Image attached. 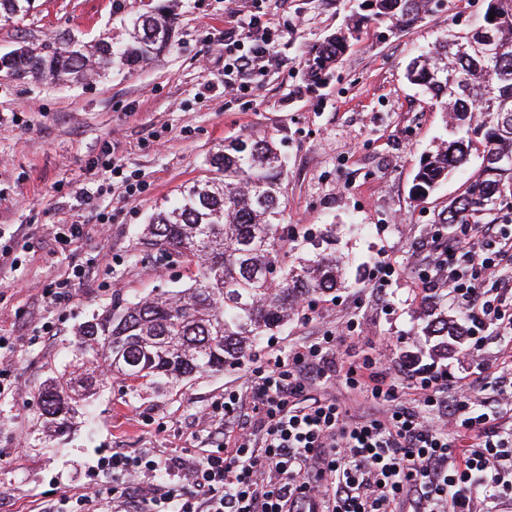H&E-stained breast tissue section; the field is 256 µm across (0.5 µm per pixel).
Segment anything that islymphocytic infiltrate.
<instances>
[{
  "instance_id": "f902f5d3",
  "label": "lymphocytic infiltrate",
  "mask_w": 512,
  "mask_h": 512,
  "mask_svg": "<svg viewBox=\"0 0 512 512\" xmlns=\"http://www.w3.org/2000/svg\"><path fill=\"white\" fill-rule=\"evenodd\" d=\"M262 10L224 37L225 92L247 93L275 55ZM422 298L445 290L473 351L512 336V226L459 224L418 267ZM327 334L254 371L248 393L225 392L222 416L201 412L204 448L164 460L113 451L105 493L87 486L40 512H477L512 497V427L475 394L483 366L455 383L416 369L408 390L380 358L338 364ZM342 377L365 413L353 417L307 388Z\"/></svg>"
}]
</instances>
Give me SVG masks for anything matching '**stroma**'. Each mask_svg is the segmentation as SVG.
<instances>
[{
  "instance_id": "obj_1",
  "label": "stroma",
  "mask_w": 512,
  "mask_h": 512,
  "mask_svg": "<svg viewBox=\"0 0 512 512\" xmlns=\"http://www.w3.org/2000/svg\"><path fill=\"white\" fill-rule=\"evenodd\" d=\"M174 17L169 48L148 64L83 83L44 84L0 76V230L21 231L15 269L0 271V512H34L74 487L112 486L101 461L113 449L151 448L164 458L198 450L206 437L197 411L245 389L254 370L327 332L345 335V361L381 357L391 378L409 361L448 377L487 365L477 399L498 405L512 382L499 358L501 337L473 354L466 339L433 352L415 335L421 300L411 270L429 248L448 200L481 160L471 156L427 198L413 200L420 162L444 133L442 114L410 84L405 68L448 30L473 22L482 0H440L423 19L390 32L369 20L326 83L302 77L315 44L348 22L357 0H265L279 35L278 53L258 87L224 92V34L249 13L252 0H168ZM144 0H34L24 17L0 22V54L22 44H50L58 34L91 42L144 12ZM267 137L286 163L282 203L289 238L336 227L340 252L353 264L343 288L305 299L288 325L265 337L242 368L177 382L166 391H133L119 379L98 389L93 424L76 419L63 439L45 438L38 415L43 384L68 369L74 333L104 307L159 295L189 283L185 264L159 259L142 231L150 215L181 186L201 176L209 154L234 138ZM121 173L106 175V160ZM132 175L144 193L126 197ZM94 190L79 203V188ZM110 217L100 235L97 214ZM85 232L68 248L60 225ZM92 261L90 283L51 303V285L76 261ZM393 269L379 289L382 264ZM58 330L46 339L43 324ZM360 336L347 338L349 322Z\"/></svg>"
}]
</instances>
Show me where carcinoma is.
<instances>
[{"mask_svg": "<svg viewBox=\"0 0 512 512\" xmlns=\"http://www.w3.org/2000/svg\"><path fill=\"white\" fill-rule=\"evenodd\" d=\"M431 3L362 0L368 15L312 46L305 80L319 83L330 76L350 41L358 39L362 20L400 31L422 19ZM30 5L31 0H0V20L24 16ZM172 35L173 18L161 4L133 19L121 38L15 48L0 72L15 79L87 81L154 58ZM406 78L430 96L453 135L424 157L412 193L428 194L474 152L512 158V0H488L475 24L448 32L413 58ZM207 165L206 174L180 189L144 229L147 244L195 269L191 284L111 307L77 329V370L52 379L39 393L40 416L55 435L67 432L97 384L116 377L132 388L158 386L238 367L288 322L300 299L341 284L334 228L286 246L284 170L273 140L236 138L212 153ZM503 196L512 198V166L482 164L448 202L441 223H495ZM274 267L279 276L271 279ZM425 317L423 335H460L448 321L445 297L428 301Z\"/></svg>", "mask_w": 512, "mask_h": 512, "instance_id": "cac0c4a2", "label": "carcinoma"}]
</instances>
